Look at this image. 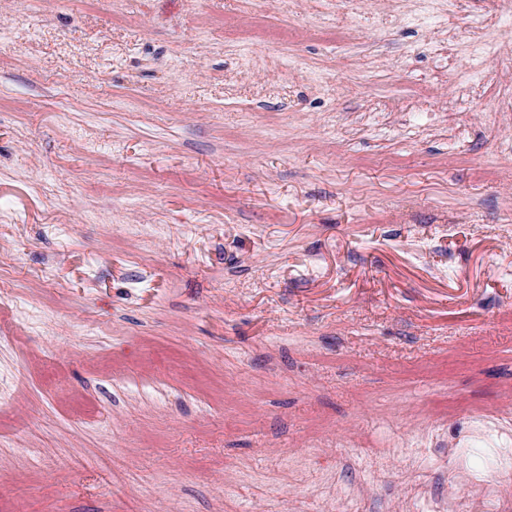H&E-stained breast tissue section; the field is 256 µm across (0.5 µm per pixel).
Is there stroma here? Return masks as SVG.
<instances>
[{
	"mask_svg": "<svg viewBox=\"0 0 512 512\" xmlns=\"http://www.w3.org/2000/svg\"><path fill=\"white\" fill-rule=\"evenodd\" d=\"M511 54L512 0H0V512L494 484Z\"/></svg>",
	"mask_w": 512,
	"mask_h": 512,
	"instance_id": "1",
	"label": "stroma"
}]
</instances>
